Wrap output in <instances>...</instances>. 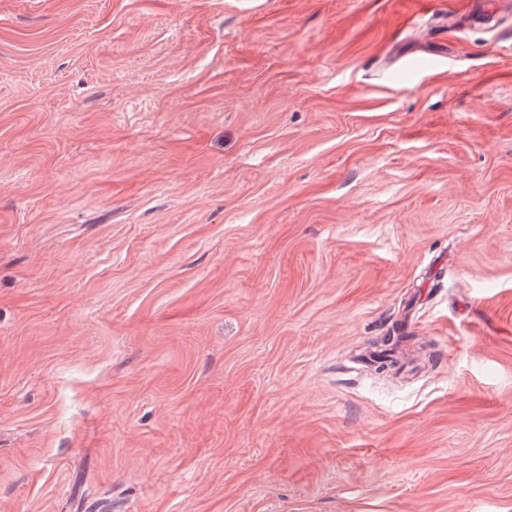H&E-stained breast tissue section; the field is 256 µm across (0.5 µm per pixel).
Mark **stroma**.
Instances as JSON below:
<instances>
[{"label":"stroma","mask_w":512,"mask_h":512,"mask_svg":"<svg viewBox=\"0 0 512 512\" xmlns=\"http://www.w3.org/2000/svg\"><path fill=\"white\" fill-rule=\"evenodd\" d=\"M493 2L0 0V512H512Z\"/></svg>","instance_id":"1"}]
</instances>
